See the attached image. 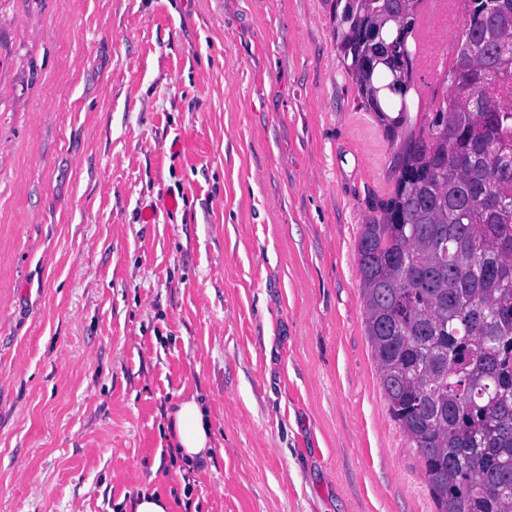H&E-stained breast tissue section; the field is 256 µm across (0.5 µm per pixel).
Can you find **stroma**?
Returning a JSON list of instances; mask_svg holds the SVG:
<instances>
[{"label": "stroma", "instance_id": "35a3bbf8", "mask_svg": "<svg viewBox=\"0 0 512 512\" xmlns=\"http://www.w3.org/2000/svg\"><path fill=\"white\" fill-rule=\"evenodd\" d=\"M335 14L0 0V512H435L358 270L397 148ZM169 195L177 222H139ZM191 397L192 466L169 457ZM173 442L187 461L205 456L210 450V426L201 404L193 397L176 402L169 412Z\"/></svg>", "mask_w": 512, "mask_h": 512}]
</instances>
